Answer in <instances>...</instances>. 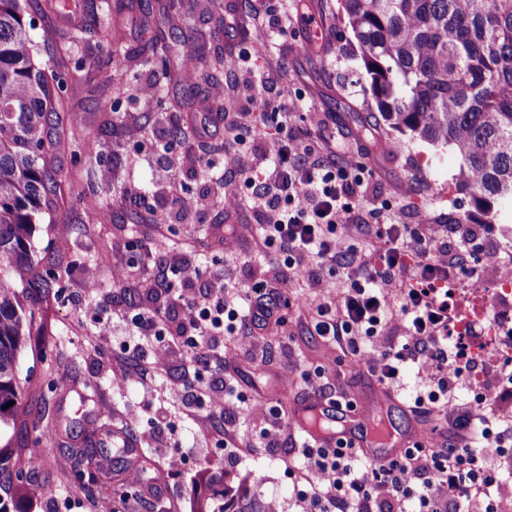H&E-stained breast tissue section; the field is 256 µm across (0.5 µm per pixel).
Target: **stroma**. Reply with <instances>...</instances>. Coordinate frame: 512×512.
I'll return each instance as SVG.
<instances>
[{
	"label": "stroma",
	"instance_id": "obj_1",
	"mask_svg": "<svg viewBox=\"0 0 512 512\" xmlns=\"http://www.w3.org/2000/svg\"><path fill=\"white\" fill-rule=\"evenodd\" d=\"M280 14L282 27L269 46L247 39L254 17L265 6ZM314 13L317 27L300 21L301 14ZM223 15L224 29L216 31L215 17ZM139 10L113 17L105 0H85V11L76 17L38 12L30 36L45 70H52L60 50L52 33L71 26L77 35L68 54L79 68L60 93L63 108L79 116L85 132L94 134L102 151V168L112 173L116 190L110 206L96 218H87L81 199L93 195L96 175L88 172L81 156L62 153L60 163L70 174L59 213L60 222L37 224L33 246L38 256L57 252L58 242H67V267L58 269L62 293L48 307L37 310L32 336L18 361V376L24 399L15 425L0 429V448H10L22 458L39 457L38 467L24 470V481L15 492L11 512H42L41 485L59 489L51 512H96L95 504L106 498L117 512H152L154 495L168 499L173 512H192L197 501L209 495V478L223 466L227 478L243 483L250 496L276 501L279 512H304L294 479L288 472V448L263 445L262 415L241 413L233 424L245 443L234 460L224 458L218 444L220 424L207 408L194 417L179 413L182 395L181 363H173L167 377L144 394L137 376L129 375V363L118 347L97 334L88 307L102 302L115 329H125L129 318L143 303L141 289H125L113 274L131 257L140 255L153 235L149 222L152 206L167 204L169 193L156 190V171L150 163L155 149V130L171 129L182 121L179 105L184 98H207L206 84L164 85L144 65ZM202 34L208 47H220L225 60L240 50L258 56L269 79L267 95L276 100L299 98L297 127L305 141L322 142L324 151L356 153L365 183L353 202V223H370L379 211H388L398 223L416 225L453 223L457 211L451 201H440L436 191L448 187L460 159L449 149H439L418 140H405L399 155L378 156L355 140L358 121H366L376 139L387 136L370 100L355 91L351 69L358 46L341 35L336 18V0H186L179 28ZM151 92H144L146 83ZM117 106L129 113L126 129L116 131L102 123L104 108ZM334 124L335 142L321 139L320 121ZM223 124H211L204 137L190 136L174 142L167 158L181 170L175 193L204 198L198 217L174 215L167 230L174 242L172 259L198 256L203 277L196 290L208 287V276L224 270L245 281L248 270H274L278 255L256 235L249 207L232 216L224 214V189L202 167L187 157V150L209 157L230 150ZM95 265L98 284L88 290L84 282L87 265ZM346 281L328 278L325 288L295 282L285 288L287 307L281 308L283 325L239 328L226 343L235 368L232 376L249 397L270 406L286 407L288 401L307 397L303 381L307 369L324 368L335 396L360 398L371 403L375 382L364 365L352 366L350 354L309 335L307 317L324 297L345 291ZM128 373L118 384L114 375ZM171 408L173 429L156 423L159 406ZM112 430V442L124 447L123 455L107 453L98 430ZM200 444V454L183 460L178 473H171L167 456L180 448ZM95 454L101 467L94 477L78 473L76 452ZM151 477L153 488L142 498L121 504L120 487L141 486Z\"/></svg>",
	"mask_w": 512,
	"mask_h": 512
}]
</instances>
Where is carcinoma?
Listing matches in <instances>:
<instances>
[{"instance_id":"cac0c4a2","label":"carcinoma","mask_w":512,"mask_h":512,"mask_svg":"<svg viewBox=\"0 0 512 512\" xmlns=\"http://www.w3.org/2000/svg\"><path fill=\"white\" fill-rule=\"evenodd\" d=\"M185 0H160L145 9L146 61L174 85L202 78L224 86V54L200 49L183 70L180 49L157 45V21L173 23ZM29 0H0V426L17 420L23 386L20 353L32 335L36 303L56 294L55 279L38 270L35 224L53 215L69 173L58 164L70 148L97 160L87 134L61 137L65 121L57 90L72 77L66 56L48 75L34 57L28 33ZM339 15L360 49V92L373 101L393 132L461 158L453 178L466 209L459 224H499L512 217V0H338ZM112 179H101L90 214L109 206ZM14 405H9V402ZM22 467L0 448V512H9L13 480ZM196 512H268L262 501L224 483L221 497Z\"/></svg>"}]
</instances>
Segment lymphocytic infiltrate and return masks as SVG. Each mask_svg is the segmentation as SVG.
I'll return each mask as SVG.
<instances>
[{"label": "lymphocytic infiltrate", "instance_id": "obj_1", "mask_svg": "<svg viewBox=\"0 0 512 512\" xmlns=\"http://www.w3.org/2000/svg\"><path fill=\"white\" fill-rule=\"evenodd\" d=\"M243 85L247 103L235 119L234 163L251 191L257 235L283 257L281 284L300 276L318 287L324 272L342 267L353 281L340 300L317 308L309 331L369 364L379 382L391 387L400 385L408 367L427 369V381L412 396L413 413L425 417L432 404H440L444 419L462 432L437 446L424 440L369 462L347 443L320 445L289 436L281 413L271 411L265 447L292 448L288 468L303 476L300 499L307 512H406L413 501L417 512H470L475 489L485 494L483 512H501L488 493L500 486V470L512 467V424L496 419L499 404L476 413L461 398V377L452 367L463 344L450 330L448 314V279L460 257L477 244L498 259L497 244L482 237L476 224L416 230L382 224L377 235L385 247L372 271L347 266L356 247L342 228L362 186L355 158L339 164L306 147L293 122L295 104L271 102L249 78ZM177 270L182 292L135 319L138 335L154 339L150 347L134 349L138 367L161 372L174 356L221 347L238 325L274 315L264 280L240 289L216 272L199 296L193 289L199 268L182 258ZM228 367L226 357H219L208 380L196 375L184 383L183 407L207 405L221 420L239 413L244 396Z\"/></svg>", "mask_w": 512, "mask_h": 512}]
</instances>
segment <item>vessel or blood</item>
<instances>
[{
  "label": "vessel or blood",
  "instance_id": "1",
  "mask_svg": "<svg viewBox=\"0 0 512 512\" xmlns=\"http://www.w3.org/2000/svg\"><path fill=\"white\" fill-rule=\"evenodd\" d=\"M289 413L292 423L316 442L332 444L341 440L360 448L373 461L392 457L422 437L419 428L398 433L371 411L345 408L322 397L290 404Z\"/></svg>",
  "mask_w": 512,
  "mask_h": 512
}]
</instances>
